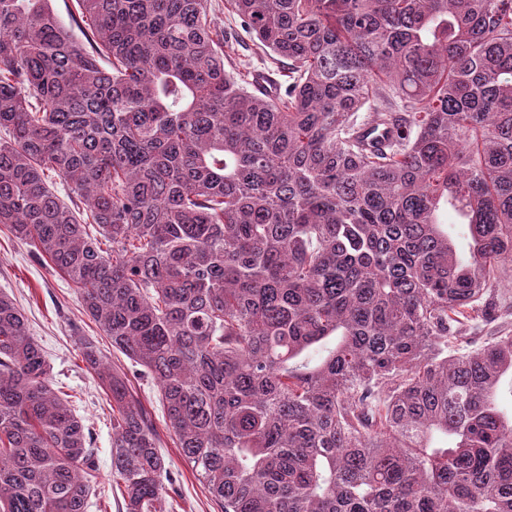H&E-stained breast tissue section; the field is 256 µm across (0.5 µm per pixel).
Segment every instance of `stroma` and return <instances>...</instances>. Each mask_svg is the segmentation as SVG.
Wrapping results in <instances>:
<instances>
[{
	"label": "stroma",
	"mask_w": 512,
	"mask_h": 512,
	"mask_svg": "<svg viewBox=\"0 0 512 512\" xmlns=\"http://www.w3.org/2000/svg\"><path fill=\"white\" fill-rule=\"evenodd\" d=\"M213 14L225 32L237 35L239 48L225 58L224 68L234 74L253 68L273 74L266 54L241 27L224 0H212ZM0 291L9 294L24 311L32 335L50 365L54 385L69 401L90 436L98 479L86 512H118L120 493L112 486V424L106 396L97 375L88 369L77 348L81 336L94 338L108 363L127 374L133 393L152 419L160 438V452L170 463L166 483L173 512H217L195 473L184 464L165 427V412L156 381L123 355L113 352L96 323L83 311L74 290L33 255L30 245L0 226Z\"/></svg>",
	"instance_id": "1"
}]
</instances>
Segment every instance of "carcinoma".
Here are the masks:
<instances>
[{
	"label": "carcinoma",
	"instance_id": "carcinoma-1",
	"mask_svg": "<svg viewBox=\"0 0 512 512\" xmlns=\"http://www.w3.org/2000/svg\"><path fill=\"white\" fill-rule=\"evenodd\" d=\"M76 2L84 43L0 0V224L157 382L218 512H512V335L464 340L512 270V0H226L288 61L270 93L209 0ZM78 343L122 512H171L126 373ZM95 471L0 293V512H84Z\"/></svg>",
	"mask_w": 512,
	"mask_h": 512
}]
</instances>
